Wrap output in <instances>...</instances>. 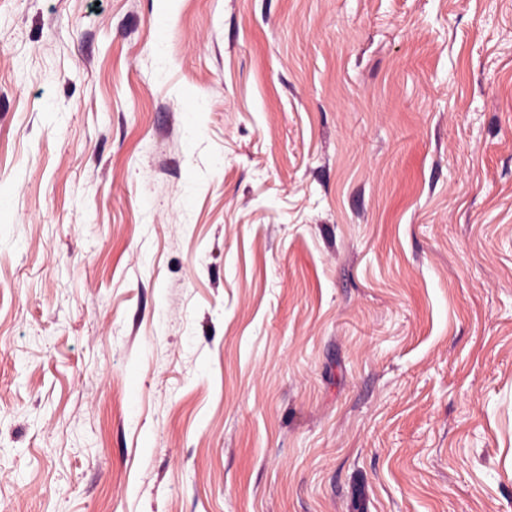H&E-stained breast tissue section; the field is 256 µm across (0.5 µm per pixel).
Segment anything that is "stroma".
I'll use <instances>...</instances> for the list:
<instances>
[{
    "label": "stroma",
    "mask_w": 512,
    "mask_h": 512,
    "mask_svg": "<svg viewBox=\"0 0 512 512\" xmlns=\"http://www.w3.org/2000/svg\"><path fill=\"white\" fill-rule=\"evenodd\" d=\"M0 512H512V0H0Z\"/></svg>",
    "instance_id": "35a3bbf8"
}]
</instances>
